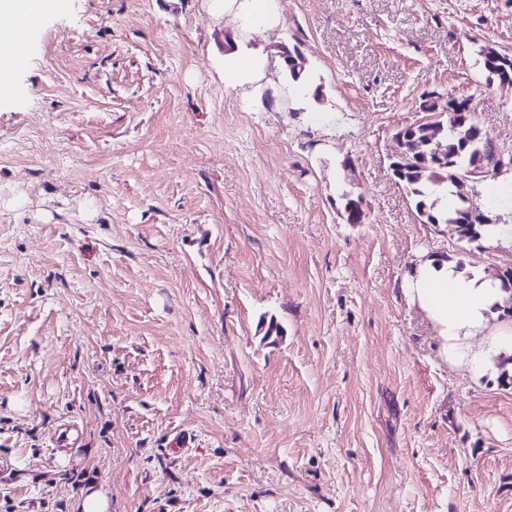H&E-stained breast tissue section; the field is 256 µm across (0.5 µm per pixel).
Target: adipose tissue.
<instances>
[{
    "label": "adipose tissue",
    "instance_id": "adipose-tissue-1",
    "mask_svg": "<svg viewBox=\"0 0 512 512\" xmlns=\"http://www.w3.org/2000/svg\"><path fill=\"white\" fill-rule=\"evenodd\" d=\"M266 63L264 55L233 50L224 55V86L234 89L257 81ZM414 301L435 323L447 340L449 355L463 354L471 337L489 333L501 345H512V323L490 327L494 303L506 299L497 281L472 269H457L454 263L428 259L422 262L410 283Z\"/></svg>",
    "mask_w": 512,
    "mask_h": 512
}]
</instances>
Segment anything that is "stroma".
Returning a JSON list of instances; mask_svg holds the SVG:
<instances>
[{"label": "stroma", "instance_id": "obj_1", "mask_svg": "<svg viewBox=\"0 0 512 512\" xmlns=\"http://www.w3.org/2000/svg\"><path fill=\"white\" fill-rule=\"evenodd\" d=\"M210 3L65 0L0 99V512H512L501 354L449 361L407 291L512 243L423 223L389 169L427 92L512 145L479 56L512 0H275L258 34ZM234 43L273 63L228 90Z\"/></svg>", "mask_w": 512, "mask_h": 512}]
</instances>
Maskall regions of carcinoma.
Instances as JSON below:
<instances>
[{
  "mask_svg": "<svg viewBox=\"0 0 512 512\" xmlns=\"http://www.w3.org/2000/svg\"><path fill=\"white\" fill-rule=\"evenodd\" d=\"M442 151L447 161L440 163L436 158V143L432 142L425 124H411L396 132L397 147L413 159L395 176L396 184L403 187L415 200L420 217L429 224H446L456 217V209L439 205L440 195L448 192V184L455 183L456 174L466 170H489L494 164V146L489 143L479 151L464 147L468 126L461 125L458 118L448 115L447 120L439 119Z\"/></svg>",
  "mask_w": 512,
  "mask_h": 512,
  "instance_id": "1",
  "label": "carcinoma"
}]
</instances>
